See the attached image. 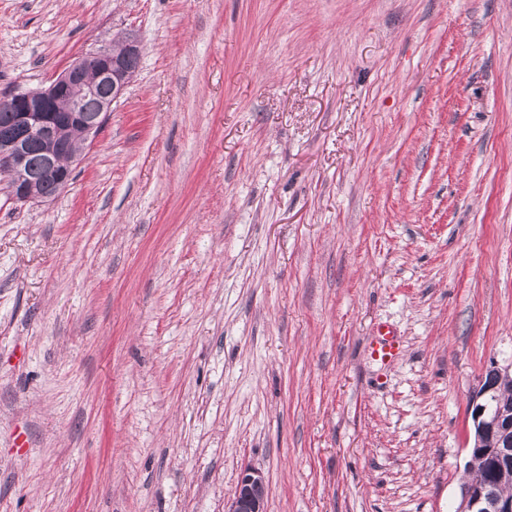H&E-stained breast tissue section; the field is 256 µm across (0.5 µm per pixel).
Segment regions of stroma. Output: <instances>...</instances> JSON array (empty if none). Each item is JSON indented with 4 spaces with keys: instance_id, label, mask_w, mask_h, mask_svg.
<instances>
[{
    "instance_id": "obj_1",
    "label": "stroma",
    "mask_w": 512,
    "mask_h": 512,
    "mask_svg": "<svg viewBox=\"0 0 512 512\" xmlns=\"http://www.w3.org/2000/svg\"><path fill=\"white\" fill-rule=\"evenodd\" d=\"M125 35L68 186L0 181V512H225L250 466L266 512H455L512 362V0H0V95ZM400 339L391 329L380 330L370 342V355L375 360L387 364L395 360L400 353Z\"/></svg>"
}]
</instances>
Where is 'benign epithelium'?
<instances>
[{
    "mask_svg": "<svg viewBox=\"0 0 512 512\" xmlns=\"http://www.w3.org/2000/svg\"><path fill=\"white\" fill-rule=\"evenodd\" d=\"M139 54L140 43L134 38L127 39L119 51L109 44L79 58L45 88L0 97V105L15 112L19 129L18 136L0 142V176L9 182L13 201H40L41 195L34 187L38 181H51L60 190L67 186L75 166L85 159L72 151L67 132L75 128L85 141L95 140L107 112L129 83L127 58ZM100 85L107 87V94L100 98L97 114L90 117L82 110V103ZM30 137L50 146L36 172L27 167ZM504 381H512V362L488 367L469 403L473 423L469 454L482 457L491 473L512 469V411L497 405L498 388ZM269 491L263 472L247 467L227 502L226 512H266ZM456 512H512V496L500 494L498 483L490 478L468 482L461 486Z\"/></svg>",
    "mask_w": 512,
    "mask_h": 512,
    "instance_id": "obj_1",
    "label": "benign epithelium"
}]
</instances>
